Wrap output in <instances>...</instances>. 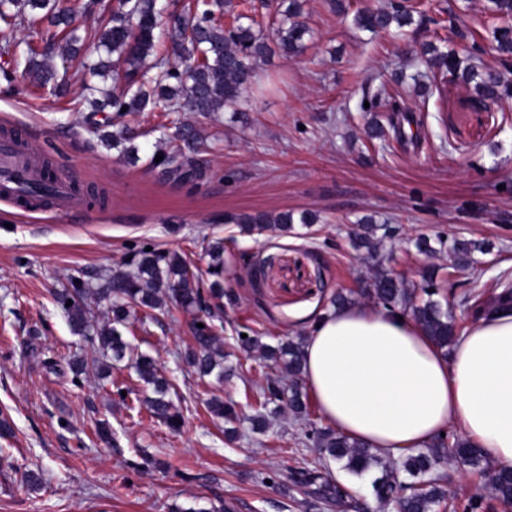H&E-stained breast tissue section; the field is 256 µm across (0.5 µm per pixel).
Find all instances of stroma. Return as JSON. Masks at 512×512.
<instances>
[{"label": "stroma", "mask_w": 512, "mask_h": 512, "mask_svg": "<svg viewBox=\"0 0 512 512\" xmlns=\"http://www.w3.org/2000/svg\"><path fill=\"white\" fill-rule=\"evenodd\" d=\"M390 2L349 0L348 13L337 14L328 0H307L312 35L301 55L259 59L241 111L190 115L210 145L209 177L199 183L147 168L169 123L162 110L130 117L140 132L141 161L132 166L89 132L79 83L57 97L21 94L0 79V131L49 144V159L99 198L71 213L29 216L0 202V420L11 427L0 434V512H217L227 504L233 512H343L290 482L293 467L318 457L304 426L279 417L267 435L251 432L269 370L236 350L237 336L274 345L308 333L336 291H361L366 269L350 237L367 217L396 229L385 265L408 281L425 259L411 239L439 234L492 245L474 268L441 258L443 289L489 296L500 279L512 280V100L486 112L475 108L472 86L452 76L412 80L422 42L449 38L458 22L487 36L488 2L415 0L423 20L404 33L374 38L354 28V11ZM383 90L418 121L416 139L388 128L387 107L374 101ZM306 209L317 223L280 237L224 221L228 212ZM218 239L223 283L236 297L218 326L234 350L233 378L202 380L187 366L191 316L177 306L137 310L123 330L170 379L184 418L175 432L134 412L143 385L132 368H114L104 382L95 370L71 371L69 360L94 348L72 334L53 293L72 279L97 283L146 246L203 269ZM214 396L246 418L235 439L206 409ZM101 422L110 441L96 435ZM30 472L38 487L27 486Z\"/></svg>", "instance_id": "35a3bbf8"}]
</instances>
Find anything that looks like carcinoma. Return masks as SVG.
I'll return each instance as SVG.
<instances>
[{
  "instance_id": "1",
  "label": "carcinoma",
  "mask_w": 512,
  "mask_h": 512,
  "mask_svg": "<svg viewBox=\"0 0 512 512\" xmlns=\"http://www.w3.org/2000/svg\"><path fill=\"white\" fill-rule=\"evenodd\" d=\"M100 0H88L80 7L71 0H0V54L14 63L11 70L0 71L3 78L21 91L30 87H52L57 97L68 93V63L82 58L83 74L112 79V88L98 87L83 82V89L92 96L91 112L110 107L115 116L123 118L155 109L164 103L166 111L179 114L190 112L211 116L227 109L237 110L252 83L256 59L269 50V42L276 43L286 55H297L304 49L303 38L310 32L301 0H276L279 23L267 32L254 19L249 23L235 18V25L225 29L222 18L230 12L231 0H202L196 6H178L176 0H117L112 16L95 29H86L79 18L98 5ZM489 7L497 19L489 33L491 47L501 56L503 70H512V0H490ZM167 24L168 49L158 50L162 24ZM353 23L356 28L372 34L393 27L401 29L413 23V6L394 4L391 9L366 6L358 10ZM23 28L25 38L18 41L14 33ZM455 36L472 40L464 49L466 59L443 47L427 43L420 59L431 75L458 74L467 84L474 83L477 99L491 107L512 97V81L503 70L479 72L474 65H466L484 51L467 29H458ZM112 133L100 134V126L91 124L90 132L119 147L131 143L137 133L127 122L113 124ZM167 142L174 144L168 150L156 147L149 158V166L166 179L201 182L207 179L208 168L199 154L206 148L205 138L192 122L177 118L171 121ZM163 159L155 161L156 156ZM51 165H45L40 180L23 183L24 193L48 204L54 180ZM224 223L238 224L244 233L273 235L292 229L293 214L280 212L240 213L224 215ZM392 230L377 224H362L355 234L353 246L366 252L369 263L368 287L363 295L375 304L409 315L432 338L437 346L448 351L457 325L452 312L444 309L433 296L439 294L434 272L422 274V282L414 284L394 275L382 265L381 251ZM439 248L425 238L416 241L420 252L433 254L448 252L456 267H472L477 255L488 250L480 240L447 241L438 237ZM211 264L209 274L214 280L204 288L201 276L189 269L180 254L171 251L140 248L124 263L99 278L92 288L73 281L58 290L54 299L66 314L74 334L97 344L98 355L73 361L72 369L82 372L88 367L97 370L101 380L112 375V362L123 360L131 352V345L119 327L126 326L129 309L141 307L165 311L176 304L183 310L197 314L192 329L193 345L188 353V364L201 377L214 374L224 378L233 372L224 367L229 354L224 352V337L216 331L212 321L222 320L224 298H232L224 290V241L208 245ZM72 305H67V301ZM107 303L103 318L94 314L92 305ZM448 303L459 306L472 316L486 308L481 296L472 292L458 295L448 292ZM203 327H197V324ZM306 336H298L275 345L262 342L259 336L237 337L236 348L248 355L256 354L278 371L267 377L260 396L263 404H277L281 413L295 420L308 417V398L302 391L304 344ZM133 367L144 384L143 399L139 400L150 417L178 430L183 417L169 397L170 384L153 359L146 355L135 358ZM207 410L230 424L225 433L233 435L237 422L234 407L218 398L206 401ZM306 437L317 448L323 462L334 461L351 474L361 475L371 469L378 471L371 487L375 499L389 505L402 499L404 512H496L500 503L512 504V472L495 469L468 442L452 431L437 436L424 450L413 451L399 459L382 460L365 446L330 428H312ZM479 470L491 488L492 495H472L465 500L448 498L444 475L439 467L447 460ZM291 481L309 489L318 502L348 501V507L362 512V505L347 489L322 475L317 467L300 466L290 473Z\"/></svg>"
}]
</instances>
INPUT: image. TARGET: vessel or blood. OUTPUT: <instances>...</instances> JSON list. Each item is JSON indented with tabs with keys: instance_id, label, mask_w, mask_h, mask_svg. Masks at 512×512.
<instances>
[{
	"instance_id": "obj_1",
	"label": "vessel or blood",
	"mask_w": 512,
	"mask_h": 512,
	"mask_svg": "<svg viewBox=\"0 0 512 512\" xmlns=\"http://www.w3.org/2000/svg\"><path fill=\"white\" fill-rule=\"evenodd\" d=\"M38 156L39 149L32 143L0 138V200L24 209L33 207V200L21 196L20 187L37 175Z\"/></svg>"
}]
</instances>
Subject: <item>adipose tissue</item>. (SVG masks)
Instances as JSON below:
<instances>
[{"mask_svg":"<svg viewBox=\"0 0 512 512\" xmlns=\"http://www.w3.org/2000/svg\"><path fill=\"white\" fill-rule=\"evenodd\" d=\"M304 354L323 420L351 440L395 457L454 428L512 469V310L492 307L446 354L411 317L357 303L324 312Z\"/></svg>","mask_w":512,"mask_h":512,"instance_id":"obj_1","label":"adipose tissue"}]
</instances>
